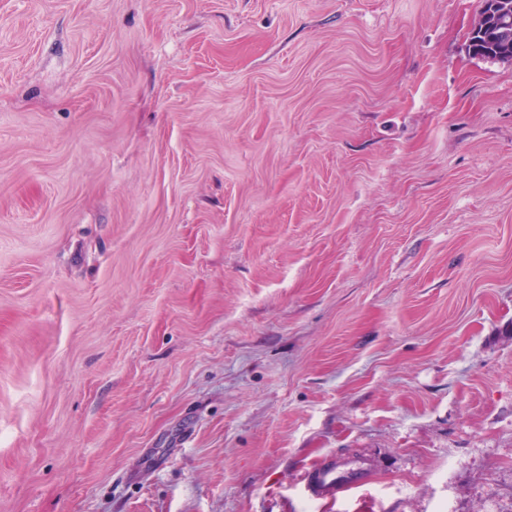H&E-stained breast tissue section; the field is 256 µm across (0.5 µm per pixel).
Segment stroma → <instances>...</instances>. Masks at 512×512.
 <instances>
[{
	"instance_id": "obj_1",
	"label": "stroma",
	"mask_w": 512,
	"mask_h": 512,
	"mask_svg": "<svg viewBox=\"0 0 512 512\" xmlns=\"http://www.w3.org/2000/svg\"><path fill=\"white\" fill-rule=\"evenodd\" d=\"M481 5L0 0V512H512ZM339 483L358 485L361 483L360 473L354 469L340 468L336 461L328 460L306 477L307 489L312 496H320L329 489L334 490Z\"/></svg>"
}]
</instances>
